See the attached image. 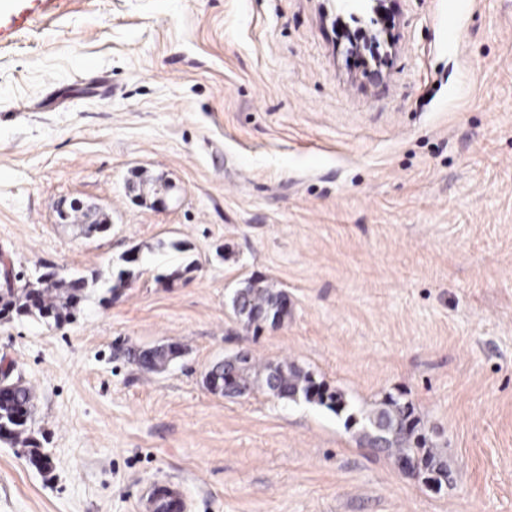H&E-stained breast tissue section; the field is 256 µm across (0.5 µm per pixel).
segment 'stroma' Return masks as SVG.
<instances>
[{
	"label": "stroma",
	"mask_w": 512,
	"mask_h": 512,
	"mask_svg": "<svg viewBox=\"0 0 512 512\" xmlns=\"http://www.w3.org/2000/svg\"><path fill=\"white\" fill-rule=\"evenodd\" d=\"M23 12L0 30V256L18 286L99 282L60 324L0 315L35 404L34 448L0 441V512H141L166 481L191 512H512V0H383L372 41L336 0H0ZM75 199L109 229L60 220ZM252 283L287 296L278 323L234 313ZM161 345L165 371L136 365ZM241 352L345 412L211 393ZM389 396L440 489L348 423Z\"/></svg>",
	"instance_id": "1"
}]
</instances>
